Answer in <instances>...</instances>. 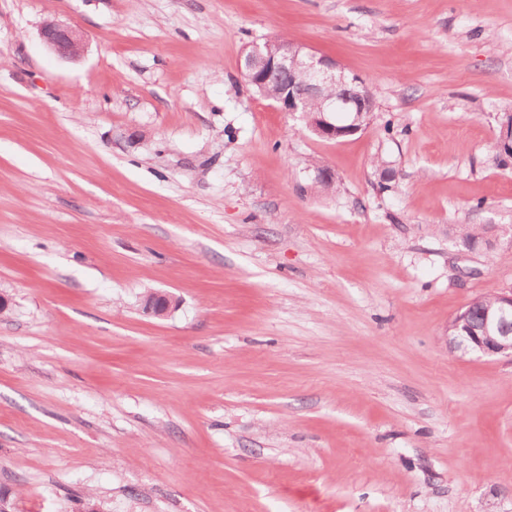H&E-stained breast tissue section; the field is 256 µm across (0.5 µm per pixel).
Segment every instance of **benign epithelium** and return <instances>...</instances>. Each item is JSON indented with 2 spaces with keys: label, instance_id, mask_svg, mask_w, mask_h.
<instances>
[{
  "label": "benign epithelium",
  "instance_id": "7a95c632",
  "mask_svg": "<svg viewBox=\"0 0 512 512\" xmlns=\"http://www.w3.org/2000/svg\"><path fill=\"white\" fill-rule=\"evenodd\" d=\"M41 38L61 58L72 59L83 51L80 34L70 26L47 22L41 28ZM242 75L258 90L276 78L288 77V87L273 103L281 112L302 113L311 131L322 139L337 140L364 130L363 116L374 108L371 97L358 90L359 80L349 77L335 59L286 39H269L247 49ZM310 99L319 103L315 112L304 109V102ZM493 302L495 306L483 312V323L476 328L464 325L463 335L448 337V347L512 359V288L495 294ZM171 305L168 295L151 293L143 309L163 318Z\"/></svg>",
  "mask_w": 512,
  "mask_h": 512
}]
</instances>
